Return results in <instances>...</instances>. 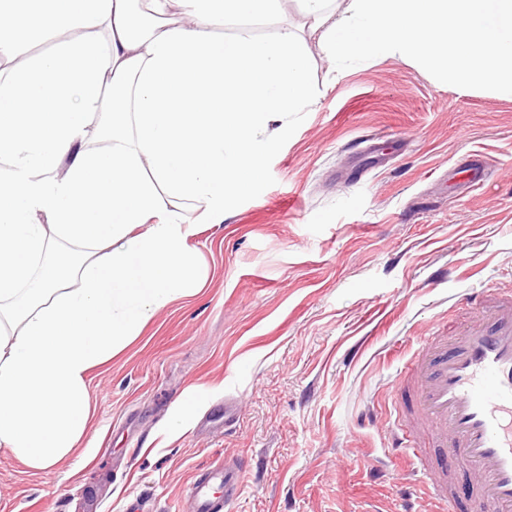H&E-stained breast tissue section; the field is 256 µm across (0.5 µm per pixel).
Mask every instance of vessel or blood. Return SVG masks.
I'll return each mask as SVG.
<instances>
[{"mask_svg": "<svg viewBox=\"0 0 512 512\" xmlns=\"http://www.w3.org/2000/svg\"><path fill=\"white\" fill-rule=\"evenodd\" d=\"M462 301L477 320L449 334L430 325L395 377L393 392L408 401L394 406L392 445L413 459L438 512L459 510L460 465L474 475L484 512H512V291L471 293ZM218 485L225 502H233L239 471L195 479L188 490L192 512H215Z\"/></svg>", "mask_w": 512, "mask_h": 512, "instance_id": "b4317fda", "label": "vessel or blood"}]
</instances>
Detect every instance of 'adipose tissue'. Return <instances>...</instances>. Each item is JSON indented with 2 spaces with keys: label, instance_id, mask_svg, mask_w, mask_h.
Returning a JSON list of instances; mask_svg holds the SVG:
<instances>
[{
  "label": "adipose tissue",
  "instance_id": "ef3b65f1",
  "mask_svg": "<svg viewBox=\"0 0 512 512\" xmlns=\"http://www.w3.org/2000/svg\"><path fill=\"white\" fill-rule=\"evenodd\" d=\"M171 1L149 0L139 25L130 0H0L1 54L87 32L0 81V155L16 161L0 184V447L35 469L79 443L91 370L204 286L180 203L223 223L289 116L316 102L300 38L214 34L279 0H175L177 25L162 20ZM104 134L110 145L84 149Z\"/></svg>",
  "mask_w": 512,
  "mask_h": 512
}]
</instances>
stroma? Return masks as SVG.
<instances>
[{"label":"stroma","instance_id":"35a3bbf8","mask_svg":"<svg viewBox=\"0 0 512 512\" xmlns=\"http://www.w3.org/2000/svg\"><path fill=\"white\" fill-rule=\"evenodd\" d=\"M243 27L302 39L316 105L223 223L180 206L204 288L93 370L63 461L37 470L0 447V512H184L224 462L247 477L219 512H435L407 464L389 475L378 413L429 324L450 329L469 290L512 289V98L398 53L335 70L296 0L216 33ZM475 153L488 177L457 192L451 169Z\"/></svg>","mask_w":512,"mask_h":512}]
</instances>
